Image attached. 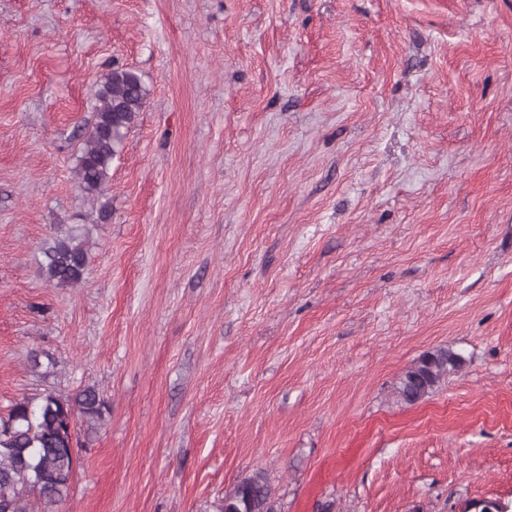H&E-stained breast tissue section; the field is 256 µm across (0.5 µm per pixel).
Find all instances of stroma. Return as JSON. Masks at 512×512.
Returning <instances> with one entry per match:
<instances>
[{
  "label": "stroma",
  "mask_w": 512,
  "mask_h": 512,
  "mask_svg": "<svg viewBox=\"0 0 512 512\" xmlns=\"http://www.w3.org/2000/svg\"><path fill=\"white\" fill-rule=\"evenodd\" d=\"M115 68L146 104L93 199ZM84 386L55 512H218L256 471L276 512L512 503V0H0V417ZM41 271L50 286L74 287L81 283L88 265L87 242L77 227L69 228L45 244ZM464 359L454 351L439 348L419 357L403 374L397 392L402 401L415 404L431 394L450 373L459 370Z\"/></svg>",
  "instance_id": "stroma-1"
}]
</instances>
